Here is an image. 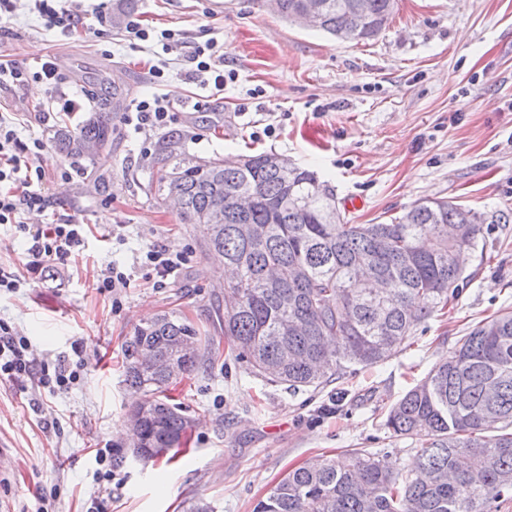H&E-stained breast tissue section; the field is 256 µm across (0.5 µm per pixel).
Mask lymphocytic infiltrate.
<instances>
[{"instance_id":"obj_1","label":"lymphocytic infiltrate","mask_w":512,"mask_h":512,"mask_svg":"<svg viewBox=\"0 0 512 512\" xmlns=\"http://www.w3.org/2000/svg\"><path fill=\"white\" fill-rule=\"evenodd\" d=\"M194 72L209 85L214 96L224 93V47L217 40L195 46L190 55ZM174 109L161 96L146 97L133 103L122 116L125 126L134 132L142 129L167 128L174 121ZM43 140L22 141L16 123L0 114V224L14 225L25 240L22 265L29 279H42L46 272L67 266L81 253L86 240V228L67 217L54 224L37 227L27 224L25 216L43 211L47 199L42 192L45 170L41 156ZM28 344L10 326L0 322V379L24 383L27 381L64 390L73 384L79 372L70 362L59 361L54 369L37 364L26 355Z\"/></svg>"}]
</instances>
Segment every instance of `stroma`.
Segmentation results:
<instances>
[{"mask_svg": "<svg viewBox=\"0 0 512 512\" xmlns=\"http://www.w3.org/2000/svg\"><path fill=\"white\" fill-rule=\"evenodd\" d=\"M83 26L47 27L28 0L0 21V58L29 70L56 63L63 92L83 100L69 114L80 124L89 94L117 88L112 145L95 160L59 154L50 142L60 116L42 123L47 84L0 85V107L16 113L22 139L46 142L43 192L51 203L30 224L60 215L90 225L84 256L56 277L0 290V320L26 338L39 362L55 365L80 344V378L70 389L0 381V512H182L203 497L218 512H252L291 468L317 454L362 448L409 470L412 440L391 436L385 412L410 386L447 359L458 336L512 308V223L485 225L491 262L472 258L474 279L448 320L422 323L411 350L320 391L265 384L236 362L215 327L224 273L202 252L191 225L150 188L152 163L121 122L134 99L152 93L175 108L173 127L195 156L275 151L314 170L348 203L355 224L389 221L420 199H447L487 214L512 211V0H398L385 30L366 43L342 42L270 13L256 0H138L136 18L181 34L173 52L131 45L111 6L81 0ZM224 44L235 78L208 110L210 90L194 78L188 55L208 39ZM165 77L154 82L150 67ZM71 174L60 183V169ZM121 234H113V225ZM157 243L185 252L180 271L161 279L141 250ZM130 273L119 295L98 290L112 264ZM177 311L208 329L215 355L171 392L196 425L175 457L124 459L113 481L94 479L93 451L125 447L117 428L136 399L122 349L134 327Z\"/></svg>", "mask_w": 512, "mask_h": 512, "instance_id": "1", "label": "stroma"}]
</instances>
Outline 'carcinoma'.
I'll use <instances>...</instances> for the list:
<instances>
[{
    "label": "carcinoma",
    "instance_id": "1",
    "mask_svg": "<svg viewBox=\"0 0 512 512\" xmlns=\"http://www.w3.org/2000/svg\"><path fill=\"white\" fill-rule=\"evenodd\" d=\"M319 31L375 39L397 0H321ZM112 113L93 112L54 133L62 153L94 160ZM158 192L179 200L205 255L232 278L218 306L224 337L251 372L291 392L322 389L353 366L406 351L418 326L441 317L485 259L484 224H509L449 201L415 202L388 223L351 224L336 190L287 157L260 152L200 159L174 134L154 150ZM214 343L171 311L134 327L123 349L126 383L146 400L128 411L134 452L155 458L187 445L193 419L168 392L207 361ZM383 427L418 444L413 468L378 454L316 456L291 469L253 512H492L512 493V309L458 337L448 360L397 399Z\"/></svg>",
    "mask_w": 512,
    "mask_h": 512
}]
</instances>
